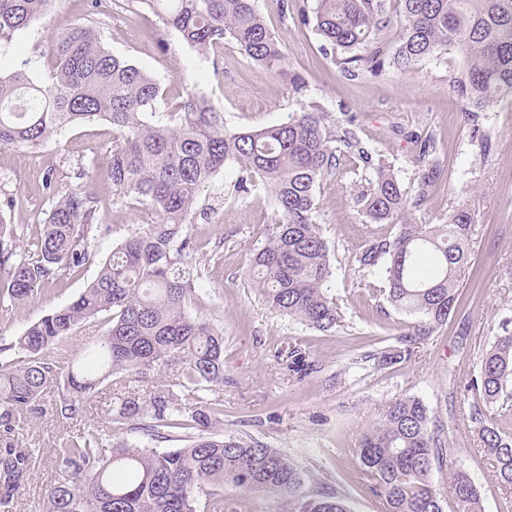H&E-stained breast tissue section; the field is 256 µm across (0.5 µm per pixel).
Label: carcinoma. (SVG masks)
<instances>
[{
  "instance_id": "cac0c4a2",
  "label": "carcinoma",
  "mask_w": 512,
  "mask_h": 512,
  "mask_svg": "<svg viewBox=\"0 0 512 512\" xmlns=\"http://www.w3.org/2000/svg\"><path fill=\"white\" fill-rule=\"evenodd\" d=\"M187 47L205 52L229 46L251 63L289 83L286 53L268 28L256 0H137ZM312 26L323 50L354 80L386 72L406 74L450 52L466 60L452 77L470 120L512 97V0H316L312 12L277 0ZM50 0H0V43L12 41L43 14ZM50 85L24 68L0 75V147L39 151L67 127L91 121L112 126L104 179L116 195L148 204L159 217L130 232L99 263L94 279L68 305L29 325L0 351V427L8 432L29 416L50 410L61 422L99 417L76 435H62L52 455L61 479L46 491V512H236L224 484L263 496L280 512H350L334 493L305 492L306 474L261 441L219 433L224 415V334L197 300L198 246L190 232L201 188L226 168L236 169L240 197L263 189L274 220L251 260L253 283L265 304L320 331L341 319L329 294L333 271L316 223L315 192L336 173L339 154L366 163L372 155L356 130L309 103L288 120L261 130L229 131L224 117L193 91L169 121L157 123L160 83L106 50L81 21L52 37ZM434 142L424 141L419 175L404 187L384 160L358 195L369 224H396L393 235L368 240L356 261L379 271L388 302L417 320L397 345L366 356L385 368L411 354L455 311L461 275L470 263L475 215L458 206L444 224H407L426 201L438 166ZM100 200L81 187L57 196L34 250L17 253L4 240L0 216V275L10 302L23 304L40 286L93 263L87 241L98 224ZM106 330L96 344L59 372L49 352L68 353L67 340L86 321ZM165 375L169 382L155 386ZM122 389L99 404L102 387ZM512 320L500 324L481 356L470 389L482 396L468 419L493 458L497 480L512 488V435L488 422V408L512 398ZM180 432L185 445L159 443ZM455 451L440 438L427 406L414 396L392 402L364 434L357 455L375 480L388 512H443L430 474L440 454ZM34 452L10 448L0 455V508L8 509L30 469ZM448 497L458 512H480V492L462 470L450 468Z\"/></svg>"
}]
</instances>
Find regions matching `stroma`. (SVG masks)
Returning <instances> with one entry per match:
<instances>
[{"label": "stroma", "mask_w": 512, "mask_h": 512, "mask_svg": "<svg viewBox=\"0 0 512 512\" xmlns=\"http://www.w3.org/2000/svg\"><path fill=\"white\" fill-rule=\"evenodd\" d=\"M266 22L284 47L288 68L304 80L302 93L256 66L230 47L201 53L165 32L154 15L140 17L102 0H52L44 14L12 42L0 44V71L28 60L40 84L49 82L48 40L80 20L93 28L110 53L153 75L163 97L159 120H168L187 91L202 93L224 115L231 131L260 130L285 122L289 113L313 102L337 120L353 118L372 156L393 165L404 186H412L420 138L435 140L441 173L414 224H442L458 205L476 215L471 263L462 274L460 299L446 324L410 356L391 367L374 368L364 355L393 346L411 323L385 295L367 286L354 257L373 236L393 232L390 224L365 223L356 195L372 171L360 158L345 155L335 175L316 193V222L327 241L334 268L330 293L341 309L340 326L320 332L268 308L254 287L250 258L266 240L274 217L262 194L236 197L235 172L225 169L200 193L203 216L194 218L202 278V304L224 333L225 434L255 439L277 449L307 475L306 491L343 495L352 512H386L357 457L362 436L392 401L413 395L428 406L442 437L456 448V466L476 484L482 512H512V489L500 486L493 459L480 446L467 419L483 353L502 320L512 318V99L479 114L490 140L482 154L464 115L465 100L449 84L464 61L457 53L421 62L411 73L383 74L350 81L332 55L324 53L312 28L284 16L276 0H257ZM112 146V127L94 121L66 128L38 153L0 148V211L15 230L18 251L30 250L50 211L55 191L90 187L101 198L99 222L89 249L96 262L48 285L22 305L0 293V337L20 335L31 323L67 305L94 278L128 232L153 224L150 206L131 204L100 178ZM317 367L304 375L293 370L291 346ZM65 428L52 415H35L14 432L0 430V449L31 448L36 456L13 502L12 512H45V491L61 477L49 450Z\"/></svg>", "instance_id": "stroma-1"}]
</instances>
